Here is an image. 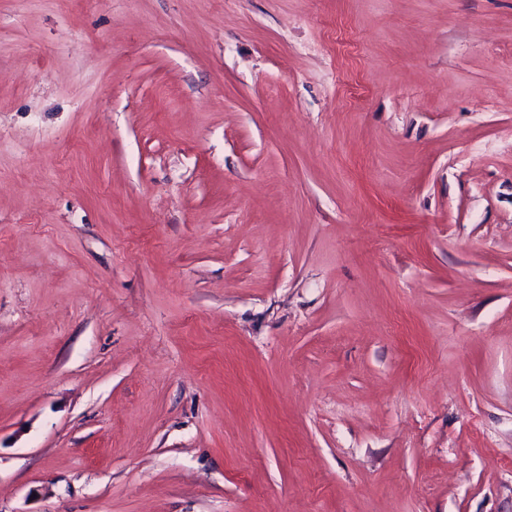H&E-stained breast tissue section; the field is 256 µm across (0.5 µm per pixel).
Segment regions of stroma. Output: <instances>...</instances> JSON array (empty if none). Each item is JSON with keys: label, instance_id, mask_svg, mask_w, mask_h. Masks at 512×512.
<instances>
[{"label": "stroma", "instance_id": "35a3bbf8", "mask_svg": "<svg viewBox=\"0 0 512 512\" xmlns=\"http://www.w3.org/2000/svg\"><path fill=\"white\" fill-rule=\"evenodd\" d=\"M0 512H512V0H0Z\"/></svg>", "mask_w": 512, "mask_h": 512}]
</instances>
